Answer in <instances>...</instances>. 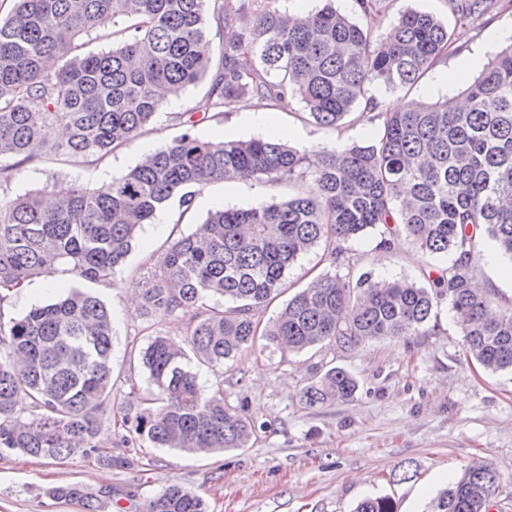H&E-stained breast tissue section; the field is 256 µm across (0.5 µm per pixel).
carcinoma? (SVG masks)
<instances>
[{
	"label": "carcinoma",
	"instance_id": "cac0c4a2",
	"mask_svg": "<svg viewBox=\"0 0 512 512\" xmlns=\"http://www.w3.org/2000/svg\"><path fill=\"white\" fill-rule=\"evenodd\" d=\"M279 0H14L0 19V161L19 165L38 153L102 160L134 141L163 107L158 90L178 94L220 61L197 113H226L257 96L281 106L301 101L312 122L339 126L356 108L381 123L370 145L323 152L306 167L307 149L281 138L203 140L184 131L126 175L96 188L57 181L53 204L40 191L0 199V304L26 282L58 268L89 283L115 285L138 229L179 199L219 181L261 184L304 179L294 196L253 208H219L177 236L156 259L139 314L185 319L190 350L156 335L131 352L130 373L144 370L153 390L131 383L113 415L120 447L147 443L190 453L245 448L257 419L224 398V381L204 391L190 358L224 365L262 336L266 346L301 352L328 345L352 351L369 340L403 338L426 328L447 302L468 354L485 370L512 372V311L489 316L492 293L476 288L485 240L512 259V49L491 58L465 83V106L413 101L382 112L370 87L410 88L448 49L455 32L431 13L408 9L375 37L379 0H357L359 19L333 0L311 13L284 14ZM487 0H462L460 20L487 12ZM224 20L216 43L206 19ZM112 29V49L84 51L82 37ZM376 230L380 245L411 239L447 266L423 281L353 275L347 245ZM332 269L291 297L259 329L257 312L284 290L288 270L319 243ZM217 302L210 305L208 300ZM112 315L98 297L71 290L55 303L0 323V448L33 458L97 457L110 469L130 458L101 448L112 395ZM193 356H188V353ZM356 379L343 368L318 372L301 390L312 407L346 400ZM24 393L35 414L23 419ZM496 469L469 466L431 512H489ZM57 500L98 496L79 484L52 488ZM144 512H206L178 486L151 498ZM356 512H395L387 497Z\"/></svg>",
	"mask_w": 512,
	"mask_h": 512
}]
</instances>
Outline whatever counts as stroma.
Here are the masks:
<instances>
[{
  "mask_svg": "<svg viewBox=\"0 0 512 512\" xmlns=\"http://www.w3.org/2000/svg\"><path fill=\"white\" fill-rule=\"evenodd\" d=\"M454 0H381L378 33H386L399 13H431L458 40L412 89L376 86L379 100L457 99L463 84L440 86L442 75L459 70L477 76L488 60L512 46V0H493L486 15L461 24ZM211 88L202 79L174 96V106L159 114L127 147L96 162L42 155L0 179V197L10 199L57 180L97 187L126 175L147 152L169 144L183 130L185 113L194 111ZM268 109L273 124L289 128L291 144L317 152L323 148L373 141L376 123L349 114L334 129L315 126L300 101L283 107L250 97L244 106L199 123L205 140L224 136H262L245 125V108ZM297 184L215 182L195 195L192 214L182 217L178 202L163 211L164 223L143 225L126 262L114 274L115 286L81 284L66 272L53 280L30 281L0 304V321L55 302L64 289L85 286L112 312L111 406L127 402L130 383L148 388L146 373L128 374L131 349L146 347L157 334L186 338L180 316L145 320L129 299V285H142L173 234H190L216 209L257 207L295 194ZM378 233L351 246L354 273L418 281L445 258H427L409 239L380 248ZM512 259L489 247L476 269L501 309L512 308V280L503 271ZM347 369L358 381L354 396L313 408L300 391L317 366ZM223 381L233 405L247 404L262 421L248 447L218 454H190L172 448L131 449L133 463L112 470L96 458L39 460L18 452L0 454V512H85L82 503L52 499L49 489L82 485L100 498V512H142L150 497L172 485L201 496L208 512H354L367 497H389L396 512H428L434 499L473 463H492L501 475L490 512H512V373L480 368L465 355L463 338L447 304H440L428 329L403 339H375L343 352L316 346L288 353L255 346L217 367H200L199 382Z\"/></svg>",
  "mask_w": 512,
  "mask_h": 512,
  "instance_id": "35a3bbf8",
  "label": "stroma"
}]
</instances>
